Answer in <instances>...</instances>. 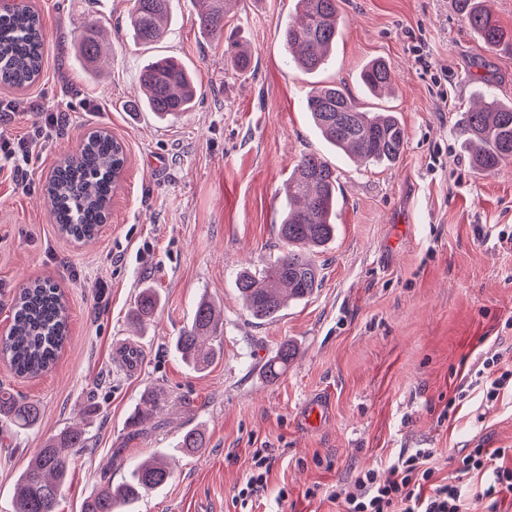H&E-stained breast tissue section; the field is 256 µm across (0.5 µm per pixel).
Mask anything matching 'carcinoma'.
Here are the masks:
<instances>
[{
	"label": "carcinoma",
	"instance_id": "carcinoma-1",
	"mask_svg": "<svg viewBox=\"0 0 512 512\" xmlns=\"http://www.w3.org/2000/svg\"><path fill=\"white\" fill-rule=\"evenodd\" d=\"M198 22L213 39L224 35L225 0H196ZM458 13L488 50L506 42L507 36L485 7V0H455ZM299 15L282 32V39L299 67L307 73L319 71L341 34L344 20L338 0H297ZM173 0H130L128 23L134 42L151 45L164 34ZM75 53L90 68L100 57L99 29L88 26L72 38ZM238 72L249 69L251 57L237 44L227 46ZM45 61V33L39 14L17 0L0 4V86L24 90L40 77ZM360 82L371 94L390 87L388 65L376 60L362 69ZM144 91L143 106L163 120H173L195 105L196 84L191 71L171 56L155 57L139 74ZM306 111L321 135L335 148L363 164H393L401 156L405 140L402 122L392 112H371L345 89L334 84L309 91ZM472 166L481 174H493L512 163V101L488 97L478 107L460 113ZM126 159L122 143L106 130L89 134L79 152L65 157L45 188L58 231L77 240H91L108 219V204ZM336 169L320 154L301 157L296 172L288 178V208L279 231L284 252L266 267L260 278L244 271L236 288L252 318L275 319L290 301L304 300L319 288V268L311 252L327 245L336 231ZM159 305L157 292L139 293L133 319L144 322ZM68 313L62 295L48 281H35L13 297L9 331L0 337V358L19 376H38L55 363L67 336ZM218 333V321L210 301L201 298L191 323L175 337L173 348L195 370H203L220 356L221 350L205 344L204 338ZM292 356L284 344L269 360L266 373L274 380ZM158 406V393H147L129 421L137 428ZM0 416L18 429L35 426L41 416L40 403L18 398L0 386ZM86 447L84 431L69 426L49 438L15 483L16 512H56L64 486L70 478L72 458L66 448ZM203 447V434L195 429L181 435L178 452L185 455ZM174 473L173 456L159 453L133 468L125 482L112 487L100 478L99 487L81 504V512H132L150 491L165 486Z\"/></svg>",
	"mask_w": 512,
	"mask_h": 512
}]
</instances>
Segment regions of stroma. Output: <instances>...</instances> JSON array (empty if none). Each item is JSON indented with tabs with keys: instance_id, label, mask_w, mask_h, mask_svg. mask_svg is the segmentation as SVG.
I'll use <instances>...</instances> for the list:
<instances>
[{
	"instance_id": "stroma-1",
	"label": "stroma",
	"mask_w": 512,
	"mask_h": 512,
	"mask_svg": "<svg viewBox=\"0 0 512 512\" xmlns=\"http://www.w3.org/2000/svg\"><path fill=\"white\" fill-rule=\"evenodd\" d=\"M43 19L46 63L21 91L69 124L28 168L31 191L0 174V334L14 293L30 282L57 286L68 333L51 369L19 378L0 360V384L40 403L39 423L15 430L0 419V512H15L17 476L64 427L85 429L57 512H80L101 475L120 484L135 465L175 448L200 427L205 446L176 458L161 490L137 512H242L232 500L254 449L273 461L253 512H341L330 493L400 452L433 449L434 480L453 483L467 512H512V500L476 497L486 478L458 473L468 449L512 448V394L489 401L471 377L512 344V165L477 173L457 120L493 90L512 100V49L486 51L454 0H341L344 28L323 69H294L282 31L296 0H232L225 30L251 49L247 72L199 27L193 0H175L167 35L135 44L128 0H26ZM102 29L97 70L82 67L71 38ZM158 55L195 75L197 101L179 120L135 107L141 69ZM381 58L395 91L367 95L359 73ZM345 87L372 110L397 113L406 130L396 164L364 166L316 132L304 108L314 86ZM96 111L82 109V101ZM104 128L125 147L126 168L110 217L95 239L61 235L44 188L63 157ZM317 152L336 168V236L312 256L322 281L308 299L259 322L235 287L283 253L278 235L285 183ZM105 292H98V284ZM160 304L135 324L137 295ZM216 303L222 353L206 370L173 350L197 302ZM133 338L142 363L131 374L113 350ZM293 356L276 380L263 366L282 344ZM160 391L143 435L129 418L145 392ZM325 406L319 425L307 405Z\"/></svg>"
}]
</instances>
